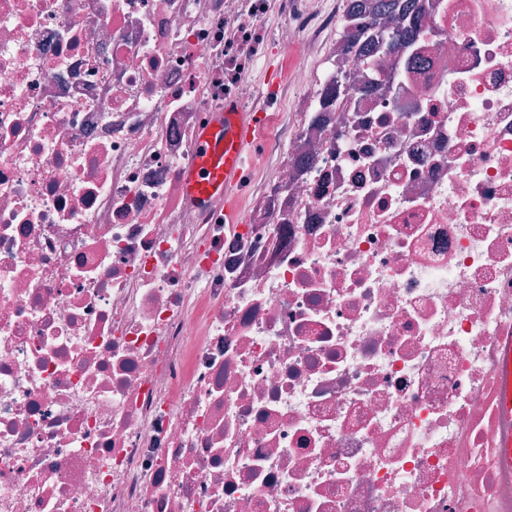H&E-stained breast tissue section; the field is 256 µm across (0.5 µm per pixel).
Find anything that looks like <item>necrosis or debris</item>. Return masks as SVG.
<instances>
[{
  "label": "necrosis or debris",
  "mask_w": 512,
  "mask_h": 512,
  "mask_svg": "<svg viewBox=\"0 0 512 512\" xmlns=\"http://www.w3.org/2000/svg\"><path fill=\"white\" fill-rule=\"evenodd\" d=\"M424 2L370 63L349 0H0V512H512V0ZM275 109L286 111L283 99H277L267 112L272 115ZM267 112H242L224 105L199 131L195 162L183 177L185 190L203 205L224 200L225 223H239L236 192L243 187L258 153L256 135L269 121Z\"/></svg>",
  "instance_id": "obj_1"
}]
</instances>
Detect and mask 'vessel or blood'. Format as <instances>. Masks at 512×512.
Listing matches in <instances>:
<instances>
[{
    "instance_id": "obj_1",
    "label": "vessel or blood",
    "mask_w": 512,
    "mask_h": 512,
    "mask_svg": "<svg viewBox=\"0 0 512 512\" xmlns=\"http://www.w3.org/2000/svg\"><path fill=\"white\" fill-rule=\"evenodd\" d=\"M268 121V113L244 112L228 105L199 131L195 162L183 177L185 190L203 205L223 201L225 223L240 219L237 192L258 152L257 134Z\"/></svg>"
}]
</instances>
